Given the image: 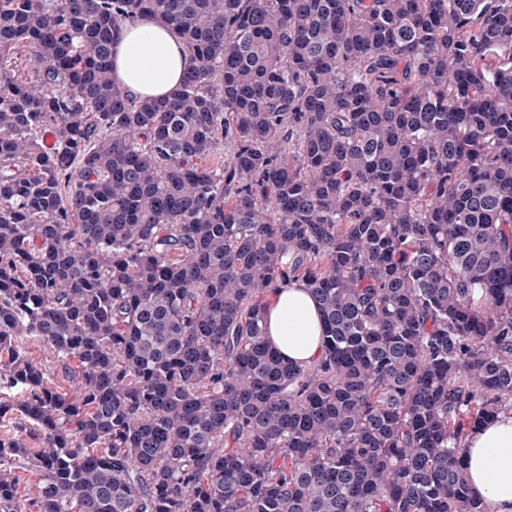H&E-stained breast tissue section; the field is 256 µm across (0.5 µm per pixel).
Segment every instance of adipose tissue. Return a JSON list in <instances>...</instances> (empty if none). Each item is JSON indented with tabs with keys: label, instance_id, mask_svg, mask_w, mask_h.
Masks as SVG:
<instances>
[{
	"label": "adipose tissue",
	"instance_id": "obj_1",
	"mask_svg": "<svg viewBox=\"0 0 512 512\" xmlns=\"http://www.w3.org/2000/svg\"><path fill=\"white\" fill-rule=\"evenodd\" d=\"M113 75L134 98L165 97L181 83L187 56L170 29L145 17L121 25L113 45ZM266 338L295 364H313L324 350L317 304L302 282L271 296L265 317ZM465 461L473 492L488 512H512V413L469 433Z\"/></svg>",
	"mask_w": 512,
	"mask_h": 512
}]
</instances>
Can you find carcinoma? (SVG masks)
I'll list each match as a JSON object with an SVG mask.
<instances>
[{"label":"carcinoma","instance_id":"1","mask_svg":"<svg viewBox=\"0 0 512 512\" xmlns=\"http://www.w3.org/2000/svg\"><path fill=\"white\" fill-rule=\"evenodd\" d=\"M143 16L186 50L165 98L112 76ZM291 281L325 330L305 367L265 339ZM2 353L0 512H486L464 442L512 411V0H0ZM27 353L29 357L33 358L35 361L41 363L43 371L50 375V378H54L55 382L59 385L61 390L68 393L69 395L73 393L72 384L68 383L67 380L61 378V373L59 371V366L57 365L56 360L52 353L47 349V347L43 346L40 343H28L27 344Z\"/></svg>","mask_w":512,"mask_h":512}]
</instances>
